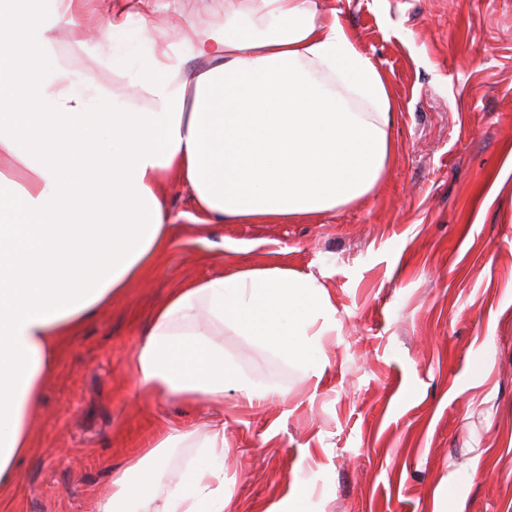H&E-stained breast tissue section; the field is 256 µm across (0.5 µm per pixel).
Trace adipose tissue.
Instances as JSON below:
<instances>
[{"label": "adipose tissue", "instance_id": "ef3b65f1", "mask_svg": "<svg viewBox=\"0 0 512 512\" xmlns=\"http://www.w3.org/2000/svg\"><path fill=\"white\" fill-rule=\"evenodd\" d=\"M10 0L0 19V483L31 444L30 412L63 339L142 282L172 244L168 184L206 224L313 218L366 199L393 162L396 103L387 75L326 0H224L222 25L140 20L124 50L120 16L87 50L130 68L148 109L104 98L54 56L61 18L87 0ZM147 50H140V43ZM108 122H90L100 103ZM336 328L327 286L285 267L241 266L176 288L134 356L155 395L247 404L284 399L253 385L224 352L233 330L322 378L321 339ZM196 439L205 453L163 485L165 450ZM225 512L224 425L164 437L112 477L96 512Z\"/></svg>", "mask_w": 512, "mask_h": 512}]
</instances>
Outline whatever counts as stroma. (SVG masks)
Instances as JSON below:
<instances>
[{"instance_id":"1","label":"stroma","mask_w":512,"mask_h":512,"mask_svg":"<svg viewBox=\"0 0 512 512\" xmlns=\"http://www.w3.org/2000/svg\"><path fill=\"white\" fill-rule=\"evenodd\" d=\"M397 100L395 161L374 195L308 223L198 224L171 189L173 243L149 277L66 341L32 411L33 446L0 512H95L112 475L170 429L226 423V512H512V0H329ZM222 24L224 0H88L101 17ZM54 52L135 108L130 75L59 23ZM283 266L329 288L322 379L225 332L261 410L160 399L130 364L153 308L232 264Z\"/></svg>"}]
</instances>
